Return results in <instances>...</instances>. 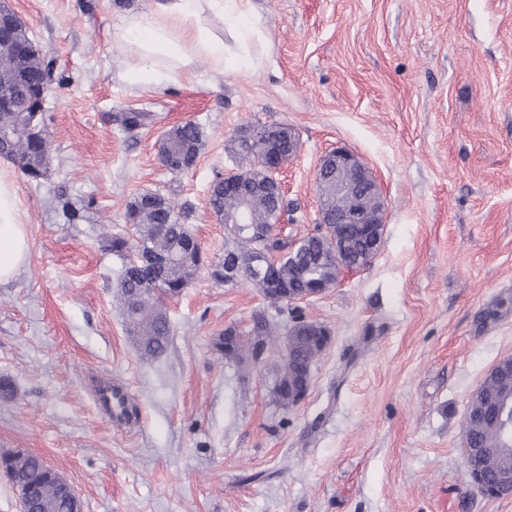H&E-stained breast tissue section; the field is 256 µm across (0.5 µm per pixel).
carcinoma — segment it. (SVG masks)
Returning <instances> with one entry per match:
<instances>
[{
    "label": "carcinoma",
    "mask_w": 512,
    "mask_h": 512,
    "mask_svg": "<svg viewBox=\"0 0 512 512\" xmlns=\"http://www.w3.org/2000/svg\"><path fill=\"white\" fill-rule=\"evenodd\" d=\"M49 68L45 66L37 47L25 57H17L8 50H0V91L7 93L17 104L25 100V90L31 84L49 86ZM125 131L144 128L155 121L153 112H119L114 116ZM272 135L269 126L253 129V139L248 147L237 144L238 154L249 169L244 174L252 181L265 178L258 158L266 139ZM201 145V130L193 122L173 126L163 133L161 162L169 165L168 171L181 174L192 169ZM0 155L12 160L22 174L31 181H39L50 164V144L47 136L37 143L31 139L27 120L18 112L0 111ZM152 192L142 193L131 201L125 213L126 223L136 233L134 242L120 236L106 239V247L121 261L117 295L130 335L134 336L137 350L143 357L157 358L167 349L171 325L162 299L175 298L189 285L192 276L200 269L212 270L213 279L224 282V262L237 258L246 262L254 256L279 253L282 258L276 265L279 276L296 288H304L316 277L336 271V254L328 246L317 245L310 253L299 245L293 256H288V242L279 237L276 224L271 222L269 201L259 195L252 197L250 223L228 224V239L224 256L208 260L200 244L184 221L189 207H175L173 202L161 197L155 207L149 206ZM208 204L219 221L232 211L236 203L224 198L218 187L210 189ZM276 342L272 324L263 318L255 321L251 337L224 349V337L214 343L224 357L241 364L251 365L255 346L262 344L270 350ZM291 369L283 359L275 365L272 392L282 405L288 397L279 392L288 381ZM477 445L494 448L497 435L480 426L472 428ZM0 472L13 487L28 490L31 505L27 512H81L79 499L63 496L58 474L39 456L15 451L0 455Z\"/></svg>",
    "instance_id": "cac0c4a2"
}]
</instances>
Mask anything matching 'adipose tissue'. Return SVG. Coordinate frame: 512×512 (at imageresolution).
Masks as SVG:
<instances>
[{
    "instance_id": "adipose-tissue-1",
    "label": "adipose tissue",
    "mask_w": 512,
    "mask_h": 512,
    "mask_svg": "<svg viewBox=\"0 0 512 512\" xmlns=\"http://www.w3.org/2000/svg\"><path fill=\"white\" fill-rule=\"evenodd\" d=\"M249 0H158L155 8L130 20L122 38L139 48L125 76L138 86H156L195 75V63L206 58L212 69L225 70L228 49L209 24L218 17L242 25ZM29 255L26 229L19 222L17 190L0 177V283L12 281Z\"/></svg>"
}]
</instances>
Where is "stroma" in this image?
Listing matches in <instances>:
<instances>
[{"instance_id": "obj_1", "label": "stroma", "mask_w": 512, "mask_h": 512, "mask_svg": "<svg viewBox=\"0 0 512 512\" xmlns=\"http://www.w3.org/2000/svg\"><path fill=\"white\" fill-rule=\"evenodd\" d=\"M155 0H9L52 81V158L14 182L27 262L0 285V454L41 458L83 512H512L468 479L464 415L512 356V0H250L249 56L224 72L143 89L124 24ZM155 113L124 132L115 112ZM200 126L195 167L169 173L159 141ZM291 126L282 178L296 241L318 221L316 172L344 147L377 177L384 236L363 269L302 303L332 339L303 403L281 407L271 367L245 371L215 342L276 318L258 288L200 270L167 303L168 348L142 358L115 302L121 262L104 233L133 238L126 206L151 191L193 208L203 251L224 253L207 191L241 172L244 127ZM128 385L137 427L96 409L89 380Z\"/></svg>"}]
</instances>
